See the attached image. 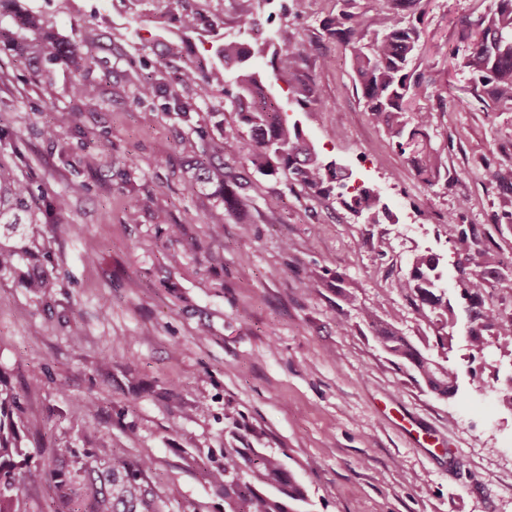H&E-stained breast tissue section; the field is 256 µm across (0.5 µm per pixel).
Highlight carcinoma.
<instances>
[{"mask_svg":"<svg viewBox=\"0 0 512 512\" xmlns=\"http://www.w3.org/2000/svg\"><path fill=\"white\" fill-rule=\"evenodd\" d=\"M417 14L425 12L422 0H379L383 31L368 36L361 13L340 10L324 22L328 35L350 51L360 92L371 121L397 140L401 152H409L425 180L436 176L441 156L431 147L428 130L432 117L418 112L406 117V101L422 92L415 76L421 19H406V2ZM183 40L200 28L198 14L180 16ZM211 50L223 69L192 65L181 74L179 84L207 89L213 81H224V72H238L239 91L232 99L238 125L224 131V152L235 153L240 127L250 133L253 152L250 162L264 176L283 175L292 187L309 190L324 198L341 199L351 195L349 210L369 224L391 220L390 211L379 193L364 185H353V173L336 161H325L307 143L299 123L291 122L276 98L266 91V82L288 78L291 102L302 110L316 105L311 80L301 74L307 56L302 43L251 41L228 38L213 32ZM462 68L470 75L473 92L487 95L496 106L512 105V0H494L493 8L478 19L475 30L462 36ZM0 47L24 53L35 65L34 75L48 73L47 65L63 64L77 80L73 91L86 99L97 96L94 84L83 78L91 56L83 50L79 36L64 38L49 26L45 17L27 11L19 0H0ZM272 54L277 66L270 73L252 69L258 56ZM200 169L222 187L224 210L235 213L246 207L247 182L235 167L225 163L216 168L209 162ZM63 207L57 205L39 218L27 190L12 172L0 166V281L13 279L28 293L43 298L52 287L53 262L49 235L65 226ZM473 254L468 260L475 269L461 272L457 287L474 308V320L481 330L469 336L471 348L485 344V331L512 335V317L506 319L482 302L486 288L483 271L499 266L500 246L488 234L472 240ZM439 260L420 257L411 271L397 282L400 292L414 312L424 318L436 317L447 327L453 311L448 309L444 291L439 288ZM384 350L402 363L409 364L426 387L441 396L458 393L455 374L433 357L419 350L407 336L386 331L380 336ZM21 395L7 380L0 378V512H22L20 492L27 485L42 481L41 469L32 464L22 435ZM224 485V500L230 512H300L306 494L295 476L280 459L254 448L224 449V470L209 474Z\"/></svg>","mask_w":512,"mask_h":512,"instance_id":"carcinoma-1","label":"carcinoma"}]
</instances>
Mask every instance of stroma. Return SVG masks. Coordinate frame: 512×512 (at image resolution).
Listing matches in <instances>:
<instances>
[{"label": "stroma", "instance_id": "35a3bbf8", "mask_svg": "<svg viewBox=\"0 0 512 512\" xmlns=\"http://www.w3.org/2000/svg\"><path fill=\"white\" fill-rule=\"evenodd\" d=\"M492 2L426 0V92L410 110L433 115L442 179L431 186L370 120L348 51L323 29L342 0H307L299 14L291 0H260L247 32L244 0H20L60 35L96 39L85 78L99 87L81 100L65 66L39 81L23 56L0 52V162L37 208L65 199L68 223L51 241L46 298L0 283V372L36 383L22 420L45 476L23 490L26 512H92L112 496L116 455L149 461L128 479L154 512H229L208 473L239 442L295 474L307 512H512V412L497 403L512 387V337L470 349L456 287L468 250L448 236L452 223L487 230L512 254V110L474 97L457 55ZM186 8L224 34L306 44L318 105L300 110L283 81L271 94L396 223H364L258 173L245 214L225 212L197 161L205 149L225 160L236 74L206 93L178 87L211 46L203 29L167 55ZM147 76L159 90L142 98ZM420 255L438 258L458 316L453 398L378 340L396 309L417 347L438 334L395 286ZM60 488L71 501L59 507Z\"/></svg>", "mask_w": 512, "mask_h": 512}]
</instances>
